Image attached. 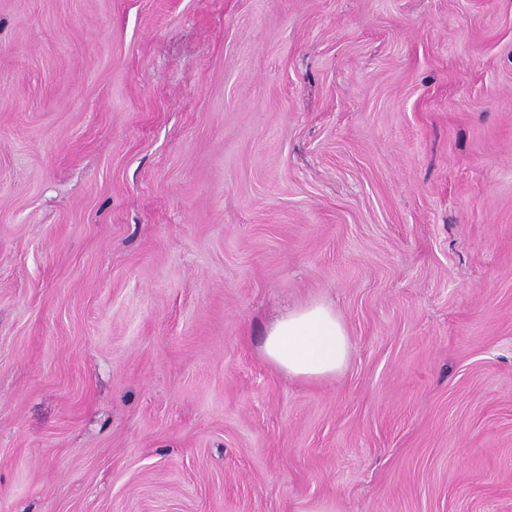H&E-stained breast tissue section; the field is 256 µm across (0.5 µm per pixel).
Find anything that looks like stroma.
Instances as JSON below:
<instances>
[{
    "label": "stroma",
    "instance_id": "1",
    "mask_svg": "<svg viewBox=\"0 0 512 512\" xmlns=\"http://www.w3.org/2000/svg\"><path fill=\"white\" fill-rule=\"evenodd\" d=\"M322 505L512 512V0H0V512ZM351 340L336 309L312 302L289 310L268 330L266 360L288 376L322 380L342 373L351 355Z\"/></svg>",
    "mask_w": 512,
    "mask_h": 512
}]
</instances>
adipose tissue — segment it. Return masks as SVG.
Returning <instances> with one entry per match:
<instances>
[{
    "instance_id": "ef3b65f1",
    "label": "adipose tissue",
    "mask_w": 512,
    "mask_h": 512,
    "mask_svg": "<svg viewBox=\"0 0 512 512\" xmlns=\"http://www.w3.org/2000/svg\"><path fill=\"white\" fill-rule=\"evenodd\" d=\"M346 325L335 308L312 302L289 310L268 330L266 360L288 376L306 380L335 377L351 355Z\"/></svg>"
}]
</instances>
